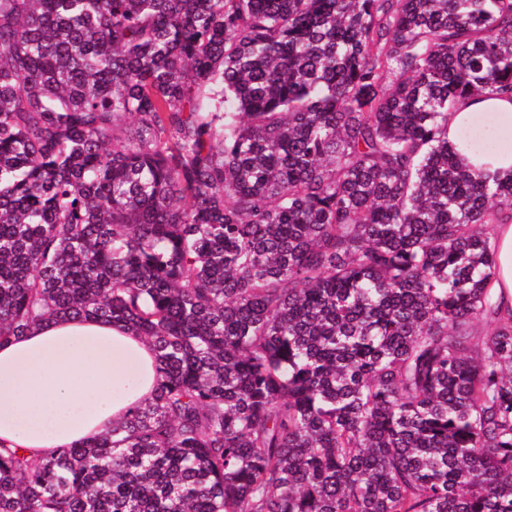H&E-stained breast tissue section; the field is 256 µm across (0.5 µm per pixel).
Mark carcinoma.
Here are the masks:
<instances>
[{"label":"carcinoma","instance_id":"1","mask_svg":"<svg viewBox=\"0 0 512 512\" xmlns=\"http://www.w3.org/2000/svg\"><path fill=\"white\" fill-rule=\"evenodd\" d=\"M486 91L512 0H0V343L92 316L161 376L0 445V512H512ZM482 119L493 121L488 129L495 132L499 145L477 156L466 148L461 133ZM448 144L472 170L509 176L512 174V102L489 94L461 98L455 111L448 115Z\"/></svg>","mask_w":512,"mask_h":512}]
</instances>
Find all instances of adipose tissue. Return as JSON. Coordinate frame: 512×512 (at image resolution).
I'll return each instance as SVG.
<instances>
[{
  "instance_id": "adipose-tissue-1",
  "label": "adipose tissue",
  "mask_w": 512,
  "mask_h": 512,
  "mask_svg": "<svg viewBox=\"0 0 512 512\" xmlns=\"http://www.w3.org/2000/svg\"><path fill=\"white\" fill-rule=\"evenodd\" d=\"M489 120L499 145L472 154L464 130ZM448 142L472 170L512 174V102L489 94L458 101ZM496 296L512 310V223L494 227ZM155 355L127 328L90 317L51 319L0 344V441L38 457L104 435L150 397Z\"/></svg>"
}]
</instances>
